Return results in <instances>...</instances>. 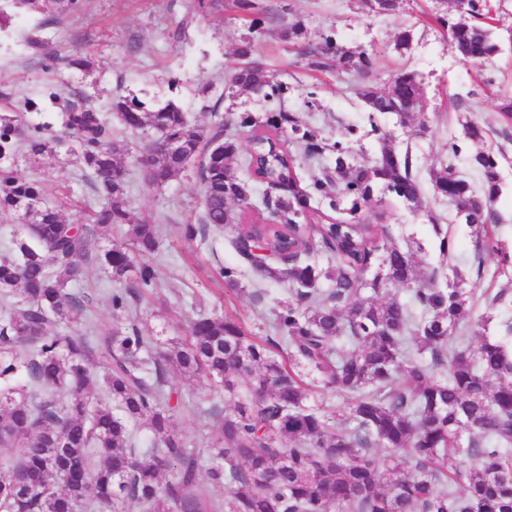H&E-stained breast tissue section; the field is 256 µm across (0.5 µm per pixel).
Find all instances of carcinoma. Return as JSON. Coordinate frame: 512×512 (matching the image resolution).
Returning a JSON list of instances; mask_svg holds the SVG:
<instances>
[{
	"label": "carcinoma",
	"mask_w": 512,
	"mask_h": 512,
	"mask_svg": "<svg viewBox=\"0 0 512 512\" xmlns=\"http://www.w3.org/2000/svg\"><path fill=\"white\" fill-rule=\"evenodd\" d=\"M0 29L11 14L34 11L52 20L64 0H6ZM455 21L427 19L450 31L449 48L482 72L499 51L486 0H452ZM323 51L296 44L310 71L367 79L376 58L326 37ZM238 66L225 88L262 89L281 99L286 86L259 58L254 37L236 50ZM357 96L370 114H394L406 123L422 109L421 81L401 70L387 90L362 84ZM110 112L124 129L148 137L131 154L114 136L112 122L82 104L55 116L78 147L96 204L86 222L69 224L47 203L42 184L18 173L14 158L24 147L45 151L50 122L24 125L0 114V214L24 221L26 238L0 253V512H125L128 501L146 512H512V322L498 334L478 333L470 347V308L461 271L438 286L418 276L412 255L387 246L388 231L364 213L380 185L407 202L421 187L410 151L382 147L372 164L357 161L356 129L334 141L304 128L280 111L262 125L240 117L247 150L224 121L194 125L169 101L154 110L135 97L116 96ZM288 135L296 152L263 132ZM464 136L482 142L485 130L469 117ZM174 141L180 154L156 148ZM152 185L162 187L197 162L202 186L201 225L184 224L192 238L202 226L237 224L257 211L263 191L265 228L254 224L234 241L238 255L261 275L286 279L294 301L275 313L278 339L252 338L231 317L200 314L189 336L167 347L130 324L100 338L69 328L72 312L87 304L69 285L85 265L108 270L121 285L111 296L122 311L144 290L159 287L150 261L158 247L155 224L130 210L127 170L118 156ZM481 190L448 163L432 174L435 193L464 202L461 218L480 251L499 256L491 277L512 269L502 248L491 205L502 191L499 162L490 151L471 156ZM317 170L301 185L296 166ZM126 227L124 240L105 247L101 235ZM329 287H320V281ZM407 289L409 302H379L385 286ZM288 360L278 358V340ZM301 367L321 387L339 394L344 414L305 405L309 391ZM207 377L244 399L224 415L219 448L183 447L174 431L169 375ZM144 421L147 448L132 444L128 424ZM406 453L409 468L398 461ZM212 483L224 486L214 502L200 487L202 459ZM480 464L470 466L468 459ZM87 478L63 483L72 465Z\"/></svg>",
	"instance_id": "cac0c4a2"
}]
</instances>
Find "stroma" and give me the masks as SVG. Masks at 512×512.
Segmentation results:
<instances>
[{
	"label": "stroma",
	"mask_w": 512,
	"mask_h": 512,
	"mask_svg": "<svg viewBox=\"0 0 512 512\" xmlns=\"http://www.w3.org/2000/svg\"><path fill=\"white\" fill-rule=\"evenodd\" d=\"M263 3L286 21H302L303 40L316 43L330 36L350 48L376 53L377 68L369 80L374 88H386L398 70L416 72L422 82L423 111L412 113L404 125L392 114L369 115L349 80L307 72L289 51L279 24L264 14L242 12L233 0H70L58 21L45 27L42 54H34L24 44L27 30L39 19L37 13L17 16L0 32V113L22 111L27 98L47 111L66 112L74 102L69 91L77 88L102 110L115 93L137 97L150 109L171 100L193 124L208 127L223 119L229 121L230 133L242 137L246 131L238 125L240 116L249 114L262 122L283 106L326 138L339 137L345 127L356 128L353 148L366 164L380 151L382 144L371 132L372 126H379L395 152L412 153L422 196L415 206L378 187L371 210L381 214L392 245L411 253L418 273L424 275L438 263L439 232H447L453 262L472 294V317L493 314L487 331L495 333L499 321L512 319V298L491 307L486 297L512 286V280L477 275L471 230L456 218L447 198L434 194L430 172L447 160L448 140L453 137L463 147L458 170L480 184L479 172L467 163L477 147L465 141L459 123L461 113H468L484 127L487 147L500 155L502 192L495 218L500 236L512 244V126H504L496 109L500 96L512 94V0H491L500 52L493 67L483 72L452 54L447 31L428 23L426 15L440 10L439 0H404L402 12L394 16L358 10L356 0ZM405 29L411 32L410 43L407 49L395 50L394 41ZM249 34L257 40L259 54L287 83L284 102L246 92L225 97L224 77L237 64L235 49L241 38ZM55 52L86 59L88 65L65 68L52 61ZM15 163L25 176L48 188V202L60 208L67 222L82 223L79 204L90 200L92 191L68 145L58 142L34 160L19 154ZM129 180V207L161 227L156 263L163 286L153 297L116 313L111 305L112 283L98 266H87L71 290L88 300L92 315L76 313L73 326L81 330L86 321H93L96 335L104 337L134 323L145 335L163 340L182 335L197 315L216 313L233 317L247 335H272L275 310L292 297L288 282L261 276L239 257L233 246L237 227H210L193 239L179 230L180 225L197 223L203 211L195 167L160 188L136 170ZM224 267L237 269L236 286L220 278ZM169 385L180 400L175 424L184 445L217 447L221 416L233 410L234 398L213 390L205 379L173 375ZM214 405L219 415H208Z\"/></svg>",
	"instance_id": "1"
}]
</instances>
